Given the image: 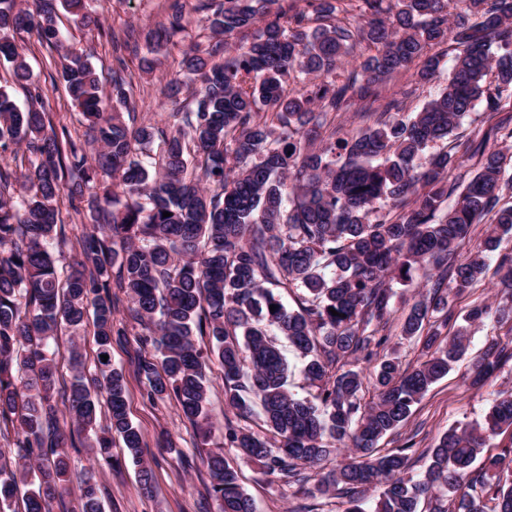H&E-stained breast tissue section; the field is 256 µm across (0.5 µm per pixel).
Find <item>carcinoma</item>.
<instances>
[{"label": "carcinoma", "instance_id": "carcinoma-1", "mask_svg": "<svg viewBox=\"0 0 512 512\" xmlns=\"http://www.w3.org/2000/svg\"><path fill=\"white\" fill-rule=\"evenodd\" d=\"M93 2L0 0V62L35 101L21 111L0 86V147L24 148L20 171L0 167V438L17 448L0 450V512H16L22 486L24 512H52L66 492L65 448L80 443L96 464L110 466L116 436L150 489L125 376L103 359L112 355L114 288L131 298L154 349L136 362L147 397L171 396L187 420H207L205 367L217 359L225 406L248 414L258 399L276 441L230 424L225 439L284 484L303 486L305 467L347 448L348 461L316 485L323 497L346 496L343 512H365L358 493L371 487L379 490L375 512H419L425 496L430 512H448L450 496L454 512H512V457H488L471 470L494 436L512 430V390L484 422L444 432L415 478L404 449L377 448L467 352L468 326L492 313L512 319L510 265L497 306H474L466 325L441 340L448 258L472 225L490 224L482 248L454 269L463 292L482 280L487 253L512 233V204L500 205L512 189V156L503 148L482 152L479 170L461 178L449 206L448 171L457 159L447 150L426 154L476 102L493 111L512 96V0H197L198 41L183 52V78L170 83L174 93L187 92L188 110L164 127L136 123L124 76L125 54L138 50L135 29L112 37L118 68L107 96L89 56L64 45L61 12L97 28ZM187 24L181 0H169L165 22L146 41L161 47ZM20 32L56 49L52 64L91 131L86 138L54 123L16 41ZM236 34L248 40L229 45ZM448 40L456 64L438 97L406 117L392 99L361 113L356 132L336 136L331 115L353 97L379 101L380 83L416 63L419 79L432 80L440 59L430 49ZM362 44L375 53L336 80L339 64ZM491 71L493 93L485 85ZM157 140L155 159L146 149ZM62 197L65 211L57 206ZM70 223L84 225L73 240ZM53 243L78 256L63 273L49 252ZM417 265L433 284L414 297L402 333L422 342L425 360L403 370L380 351L389 342L390 282H411ZM270 284L304 289L299 309L286 308ZM89 317L102 379L86 382L74 354L73 381L63 387L59 336ZM271 328L306 360L318 402L288 390V361ZM504 351L487 343L474 384L498 369ZM377 356L374 397L365 402L364 376L350 365ZM60 403L68 406L67 428ZM203 463L220 512H254L223 454L209 452ZM100 493L95 475H82L71 512H102Z\"/></svg>", "mask_w": 512, "mask_h": 512}]
</instances>
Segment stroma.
<instances>
[{
	"mask_svg": "<svg viewBox=\"0 0 512 512\" xmlns=\"http://www.w3.org/2000/svg\"><path fill=\"white\" fill-rule=\"evenodd\" d=\"M167 0H96L94 9L101 22L100 34L88 35L85 28L74 23L71 16H62L59 26L67 44L77 50L93 52L103 90L112 88V36L127 28L148 30L163 21ZM196 36L195 28L179 34L166 50L149 54L153 74H145L140 59L126 58L125 75L133 88V99L139 118L159 124L165 123L174 109L168 97L166 84L179 70L182 52ZM21 42L27 47V62L36 82L53 107L57 120L69 129L79 126L77 108L72 106L63 83L52 75L49 65L52 49L38 43L35 35L24 33ZM441 59L439 75L428 82L419 81L414 70L408 69L387 78L380 90L385 99L400 101L404 112L419 111L422 106L440 94L447 84L456 53L452 43L437 46ZM512 144V97H503L497 111H488L484 103H477L459 128L445 144L455 154L463 169L476 171L479 167L478 147L501 148ZM512 257V237L506 238L499 250L487 257L485 279L477 286L459 294H451L453 317L449 331H456L462 317L474 305L495 300L496 284L503 272L502 260ZM427 280L415 274L412 283L394 284V314L386 328L390 337L388 346L395 349L402 368H411L421 361V345L416 340L402 338L401 325L411 296L423 289ZM115 304L112 324V362L126 376L129 414L132 422L143 433L141 457L153 472L152 491L143 493L138 469L129 459L125 448L114 446L112 454L117 467L100 471L101 495L104 512H218V504L207 494L211 478L201 461L196 429L181 413L174 398L149 399L144 384L135 372L137 358L146 353L142 344L140 325L130 315V299L125 291L112 292ZM512 347V326L489 318L473 324L470 329L468 353L458 361L448 375L434 383L414 405L408 421L394 434L385 437L381 448L392 450L410 446L411 474L417 475L429 463L428 448L435 445L440 435L458 423L483 422L492 403L502 391L512 388V359L508 360L483 386L471 384L473 363L490 339ZM209 390L208 410L214 422L207 447L223 453L234 463L241 484L252 499L256 512H302L311 504L313 484L304 487L287 486L268 475L258 464L247 461L240 449L224 439L225 424L246 427L266 435L267 427L259 414L241 417L224 404V373L218 361H211L205 369Z\"/></svg>",
	"mask_w": 512,
	"mask_h": 512,
	"instance_id": "35a3bbf8",
	"label": "stroma"
}]
</instances>
